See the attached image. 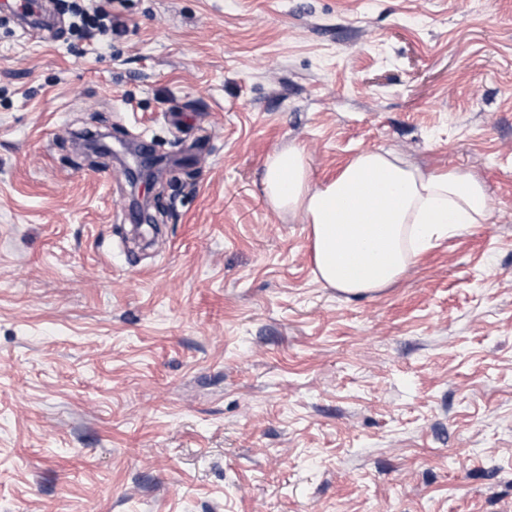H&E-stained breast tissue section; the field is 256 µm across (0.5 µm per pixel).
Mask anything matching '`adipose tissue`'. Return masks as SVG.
I'll list each match as a JSON object with an SVG mask.
<instances>
[{
    "mask_svg": "<svg viewBox=\"0 0 512 512\" xmlns=\"http://www.w3.org/2000/svg\"><path fill=\"white\" fill-rule=\"evenodd\" d=\"M263 184L275 210L307 224L315 276L349 296L384 290L437 240L487 220L479 179L425 171L393 151L362 152L316 185L303 150L291 146L267 157Z\"/></svg>",
    "mask_w": 512,
    "mask_h": 512,
    "instance_id": "adipose-tissue-1",
    "label": "adipose tissue"
}]
</instances>
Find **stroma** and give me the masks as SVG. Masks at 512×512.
Wrapping results in <instances>:
<instances>
[{"mask_svg":"<svg viewBox=\"0 0 512 512\" xmlns=\"http://www.w3.org/2000/svg\"><path fill=\"white\" fill-rule=\"evenodd\" d=\"M0 9V512H512V0ZM112 131L166 167L133 241ZM367 150L486 186V223L347 296L266 157ZM71 8L75 17L78 18V22L74 23V27L78 31L96 29L104 33L108 30L109 26L103 23V21L109 17V14L104 9L98 8L94 15H88L78 4H73Z\"/></svg>","mask_w":512,"mask_h":512,"instance_id":"1","label":"stroma"}]
</instances>
